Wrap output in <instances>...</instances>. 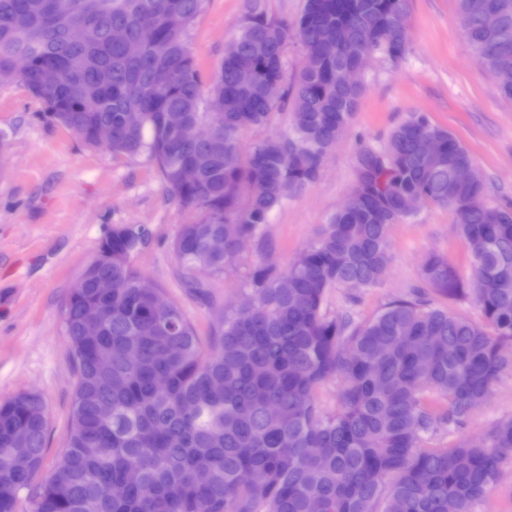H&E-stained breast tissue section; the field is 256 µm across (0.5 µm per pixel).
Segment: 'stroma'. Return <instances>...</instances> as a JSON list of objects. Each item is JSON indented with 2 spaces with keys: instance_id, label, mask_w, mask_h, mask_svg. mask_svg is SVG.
Instances as JSON below:
<instances>
[{
  "instance_id": "1",
  "label": "stroma",
  "mask_w": 512,
  "mask_h": 512,
  "mask_svg": "<svg viewBox=\"0 0 512 512\" xmlns=\"http://www.w3.org/2000/svg\"><path fill=\"white\" fill-rule=\"evenodd\" d=\"M243 14V0H205L191 39L203 80L220 67ZM410 42L397 61L374 55L363 74L364 94L319 178L276 210L235 267L209 278V300L184 288L171 243L186 219L156 165L113 155L51 123L21 82L0 83V400L28 390L44 397L51 423L41 476L55 468L67 428L73 371L60 310L101 240L119 224H146L152 241L135 258L139 270L181 305L202 342L218 309L231 310L251 293L255 267L298 259L357 182L360 151L380 149L410 113L448 128L471 151L487 202L512 203V104L495 92L492 76L473 58L456 0H410ZM452 209L420 208L390 230L392 261L374 288H333L323 310L353 322L371 319L388 301L421 285L427 254L448 258L462 279L470 260ZM512 418V374L504 375L462 429L432 438L446 446L476 437Z\"/></svg>"
}]
</instances>
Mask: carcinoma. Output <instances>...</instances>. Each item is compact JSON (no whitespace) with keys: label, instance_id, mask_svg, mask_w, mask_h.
<instances>
[{"label":"carcinoma","instance_id":"obj_1","mask_svg":"<svg viewBox=\"0 0 512 512\" xmlns=\"http://www.w3.org/2000/svg\"><path fill=\"white\" fill-rule=\"evenodd\" d=\"M72 14L50 0H0V71L18 55L31 65L19 80L50 121L97 145L112 128L115 155L155 163L169 193L191 220L172 243L183 284L208 287L239 257L271 214L318 177L323 159L357 111L363 88L338 74L373 49L392 60L408 49L409 0H305L299 15L274 19L261 0H246L244 17L224 59L204 84L190 33L204 0H76ZM474 59L512 98V0H456ZM139 42L129 57L112 28ZM376 28L379 42L361 32ZM291 43L310 67L285 80ZM286 82L288 127L246 146L243 135L267 126L279 110L269 95ZM220 100L224 111L212 112ZM209 128L187 138L165 113ZM441 144L424 157L419 137ZM475 164L448 129L413 113L380 150L357 156V184L334 211L301 261L278 271L258 268L253 304L218 315L203 346L180 305L133 264L149 241L146 224H122L86 266L85 293L65 299L63 331L75 384L61 460L34 484L46 450L48 412L39 392L0 401V512H474L512 463V419L494 423L483 440L466 437L442 448L424 439L444 425H464L499 379L512 372V205L477 204L484 184L457 182ZM192 168L197 179L182 180ZM421 205L451 208L466 244L471 273L487 288L476 300L483 321L432 305L428 292L467 295L440 254L422 265L426 290L389 302L356 325L323 311L339 286L373 288L391 261L390 228ZM224 240V250L211 248ZM117 284L102 296L95 281ZM288 278L292 288L280 283ZM99 320V336L81 334ZM334 380L336 411L323 412L316 389ZM112 406V420L99 416ZM25 432L29 451L12 438ZM121 486L119 497L111 488Z\"/></svg>","mask_w":512,"mask_h":512}]
</instances>
